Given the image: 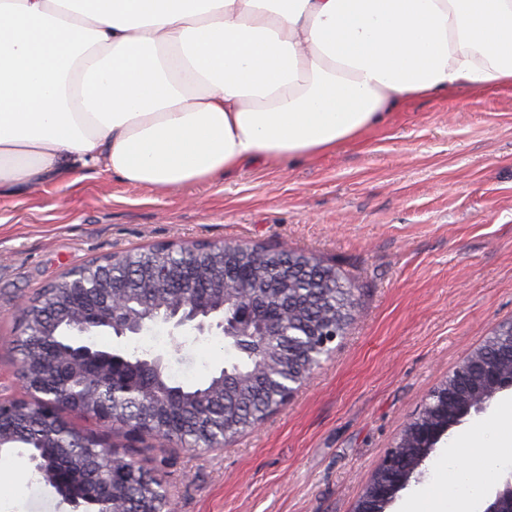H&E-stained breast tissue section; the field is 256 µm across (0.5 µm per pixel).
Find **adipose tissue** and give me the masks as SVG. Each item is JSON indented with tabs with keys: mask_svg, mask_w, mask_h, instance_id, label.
I'll return each mask as SVG.
<instances>
[{
	"mask_svg": "<svg viewBox=\"0 0 512 512\" xmlns=\"http://www.w3.org/2000/svg\"><path fill=\"white\" fill-rule=\"evenodd\" d=\"M512 86V0H0V198L89 169L203 183L328 152L400 102ZM402 512H473L496 470Z\"/></svg>",
	"mask_w": 512,
	"mask_h": 512,
	"instance_id": "1",
	"label": "adipose tissue"
}]
</instances>
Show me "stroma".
<instances>
[{
    "label": "stroma",
    "instance_id": "obj_1",
    "mask_svg": "<svg viewBox=\"0 0 512 512\" xmlns=\"http://www.w3.org/2000/svg\"><path fill=\"white\" fill-rule=\"evenodd\" d=\"M236 241L338 263L359 290L342 338L287 405L223 449L143 438L115 453L157 473L171 512H353L426 395L512 322V87L399 104L336 149L247 164L174 190L89 170L0 200V397L23 390L22 303L66 269L155 244ZM97 336L201 384L232 361L221 329ZM0 512H79L25 449L0 457Z\"/></svg>",
    "mask_w": 512,
    "mask_h": 512
}]
</instances>
